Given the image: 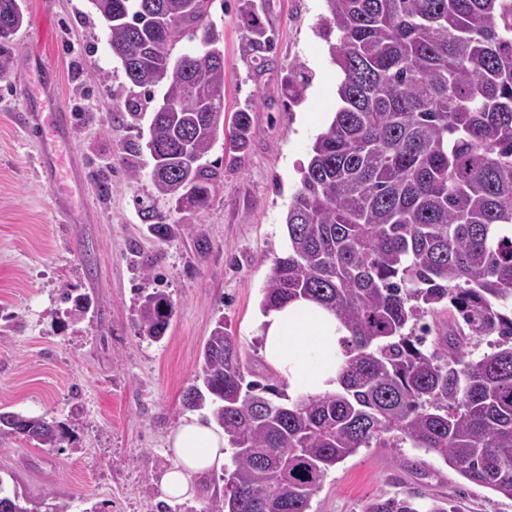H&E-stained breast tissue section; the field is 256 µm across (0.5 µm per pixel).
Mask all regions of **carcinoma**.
Returning <instances> with one entry per match:
<instances>
[{"mask_svg": "<svg viewBox=\"0 0 512 512\" xmlns=\"http://www.w3.org/2000/svg\"><path fill=\"white\" fill-rule=\"evenodd\" d=\"M341 101L301 168L285 219L288 245L263 287L262 311L313 300L351 331L339 389L283 403L276 384L245 382L234 337L215 322L199 379L184 394L224 430L231 467L210 512H309L328 471L361 448L433 453L468 481L512 498V0H325ZM129 82L163 89L145 147L154 197L136 200L160 242L192 230L156 201L201 212L213 170L201 163L224 134V55L173 54L188 30L214 46L223 32L187 0H91ZM250 50L271 38L249 13ZM22 0H0V78L18 65L10 37ZM305 80L288 70L285 91ZM248 111L229 135L242 160ZM82 315L91 299L66 290ZM163 293L140 309L143 334L165 335ZM432 314L442 330L425 349ZM488 350L477 358L481 344ZM58 448L63 425L0 412V444ZM0 479V512H42ZM363 512H459L448 498H374Z\"/></svg>", "mask_w": 512, "mask_h": 512, "instance_id": "cac0c4a2", "label": "carcinoma"}]
</instances>
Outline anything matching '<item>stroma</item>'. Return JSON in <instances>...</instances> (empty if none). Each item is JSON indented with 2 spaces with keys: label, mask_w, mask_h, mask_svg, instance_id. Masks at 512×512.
<instances>
[{
  "label": "stroma",
  "mask_w": 512,
  "mask_h": 512,
  "mask_svg": "<svg viewBox=\"0 0 512 512\" xmlns=\"http://www.w3.org/2000/svg\"><path fill=\"white\" fill-rule=\"evenodd\" d=\"M272 47H247L244 0H212L208 20L224 32V110L248 109L244 154L219 139L206 157L216 173L209 207L172 213L192 235L158 242L136 212L153 190L149 173L127 177L125 143L148 135L161 89L131 85L112 55L90 0H25L13 37L20 64L0 78V409L64 423L59 448L0 447V477L29 496L53 488L68 512H159L161 481L173 463L168 434L187 416L186 388L216 321L235 336L250 381H265L256 330L262 288L287 247L285 217L315 138L339 106L338 68L321 24L325 0H256ZM54 65L46 112L71 115L57 173H40L43 143L22 125L23 95L42 81L30 61ZM309 76L301 104L284 89L289 67ZM136 100L143 119L126 121ZM71 221H57L58 201ZM96 305L78 324L62 289ZM168 296L174 313L161 340L142 336L145 295ZM434 494L460 512H512V499L475 485L434 455L403 446L362 448L331 468L310 512H362L394 494Z\"/></svg>",
  "instance_id": "stroma-1"
}]
</instances>
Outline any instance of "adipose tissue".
<instances>
[{"mask_svg":"<svg viewBox=\"0 0 512 512\" xmlns=\"http://www.w3.org/2000/svg\"><path fill=\"white\" fill-rule=\"evenodd\" d=\"M257 326L265 361L287 383L292 395L335 392L338 373L347 355L344 342L350 332L331 311L316 302L297 299L261 314ZM173 464L162 481L167 499L194 497L199 478L224 466V433L191 418L180 423L169 438Z\"/></svg>","mask_w":512,"mask_h":512,"instance_id":"ef3b65f1","label":"adipose tissue"}]
</instances>
